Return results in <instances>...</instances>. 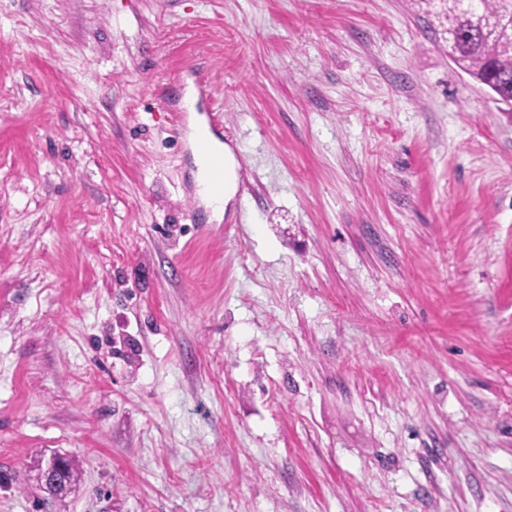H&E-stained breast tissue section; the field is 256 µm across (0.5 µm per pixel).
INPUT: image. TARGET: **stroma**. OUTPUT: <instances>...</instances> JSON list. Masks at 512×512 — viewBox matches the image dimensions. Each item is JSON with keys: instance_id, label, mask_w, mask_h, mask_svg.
I'll use <instances>...</instances> for the list:
<instances>
[{"instance_id": "1", "label": "stroma", "mask_w": 512, "mask_h": 512, "mask_svg": "<svg viewBox=\"0 0 512 512\" xmlns=\"http://www.w3.org/2000/svg\"><path fill=\"white\" fill-rule=\"evenodd\" d=\"M0 512H512V109L448 0H0ZM214 148L224 154L213 152L211 144L207 138H201L196 145L198 154L208 162L210 178L206 185L207 191L214 197L206 193L205 188L201 189V196L211 207L213 216L220 218L228 204L235 198L237 192V160L232 151L222 146L220 141L211 135Z\"/></svg>"}]
</instances>
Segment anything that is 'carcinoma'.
I'll use <instances>...</instances> for the list:
<instances>
[{
  "label": "carcinoma",
  "mask_w": 512,
  "mask_h": 512,
  "mask_svg": "<svg viewBox=\"0 0 512 512\" xmlns=\"http://www.w3.org/2000/svg\"><path fill=\"white\" fill-rule=\"evenodd\" d=\"M512 10V0H476L459 7L448 22V52L465 74L486 86L500 101H512V49L500 46L493 21ZM79 477L76 461L64 460L56 473L60 486L72 488Z\"/></svg>",
  "instance_id": "1"
}]
</instances>
